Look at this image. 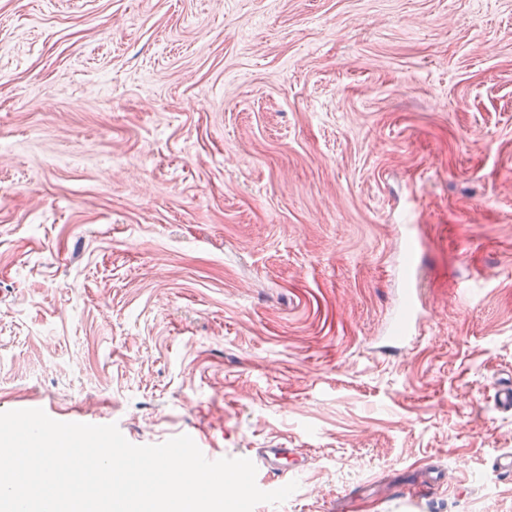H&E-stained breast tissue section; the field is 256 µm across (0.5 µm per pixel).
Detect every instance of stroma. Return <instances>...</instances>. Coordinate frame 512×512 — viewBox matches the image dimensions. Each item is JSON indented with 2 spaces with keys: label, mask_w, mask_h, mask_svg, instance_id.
<instances>
[{
  "label": "stroma",
  "mask_w": 512,
  "mask_h": 512,
  "mask_svg": "<svg viewBox=\"0 0 512 512\" xmlns=\"http://www.w3.org/2000/svg\"><path fill=\"white\" fill-rule=\"evenodd\" d=\"M0 186V412L300 449L254 512L512 451V0H0ZM412 292L413 289H408L406 297V316L401 324L398 336L389 337L393 342L402 343L412 338L415 334L422 312L415 308Z\"/></svg>",
  "instance_id": "stroma-1"
}]
</instances>
